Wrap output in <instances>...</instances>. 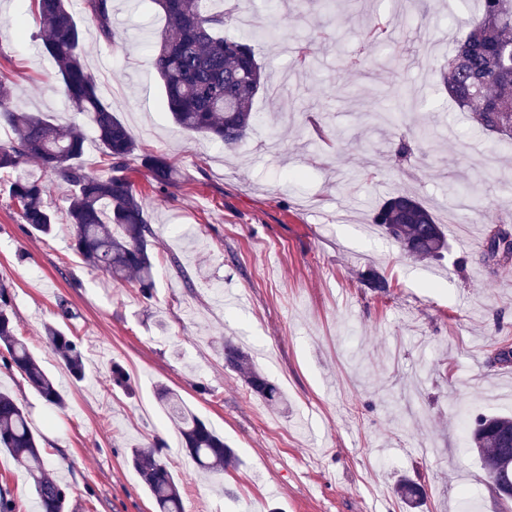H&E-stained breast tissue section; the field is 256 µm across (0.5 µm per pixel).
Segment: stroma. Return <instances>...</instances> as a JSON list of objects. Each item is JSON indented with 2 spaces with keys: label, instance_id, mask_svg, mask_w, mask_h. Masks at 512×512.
I'll return each mask as SVG.
<instances>
[{
  "label": "stroma",
  "instance_id": "35a3bbf8",
  "mask_svg": "<svg viewBox=\"0 0 512 512\" xmlns=\"http://www.w3.org/2000/svg\"><path fill=\"white\" fill-rule=\"evenodd\" d=\"M228 2L232 35L280 27L277 46L257 47L272 73L253 105L261 120L231 149L173 124L140 40L166 25L147 0H114L120 26L110 44L81 19L85 63L138 144L128 174L158 236L155 290L145 299L136 283L112 281L74 253L67 184L26 159L23 170L45 179L57 227L48 237L28 234L1 179L0 279L11 285L18 336L66 407L48 405L1 363L0 390L25 407L71 512H153L127 456L156 438L189 512H402L396 482L404 476L424 488L416 512H460L466 490L477 492L478 512H503L463 428L480 415H512V363L491 358L493 340L512 339V263L486 262L480 249L485 214L512 210V147L472 127L438 74L477 17L476 0H404L402 17L394 0H351L335 17L317 0ZM376 17L390 36L370 45L363 29ZM322 31L320 76L288 77L296 44ZM38 44L33 12L22 0H0V78L17 104L88 134ZM312 115L336 140H315ZM423 120L431 138L399 161L394 141ZM148 154L176 168L171 186L152 185ZM452 182L475 187L468 209L449 198ZM401 188L442 225V259H415L372 224ZM370 269L388 280L387 291L364 285ZM61 298L70 319L57 314ZM47 323L80 337L84 379L48 343ZM227 338L277 383L282 405L250 395L225 368ZM116 362L133 394L113 387ZM158 383L223 434L237 468L197 471ZM0 488L19 512H32L34 490L3 450Z\"/></svg>",
  "mask_w": 512,
  "mask_h": 512
}]
</instances>
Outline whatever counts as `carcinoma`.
<instances>
[{
    "instance_id": "obj_1",
    "label": "carcinoma",
    "mask_w": 512,
    "mask_h": 512,
    "mask_svg": "<svg viewBox=\"0 0 512 512\" xmlns=\"http://www.w3.org/2000/svg\"><path fill=\"white\" fill-rule=\"evenodd\" d=\"M41 24L43 53L55 63L66 97L74 111L83 113L107 160L103 175L88 174L80 160L85 136L70 125L40 113L18 109L10 87L0 81V122L11 131L0 141V174L10 177L9 193L18 204L28 233L49 236L54 214L45 202L42 181L20 169L28 157L38 160L45 173L70 187L67 216L72 246L89 266L106 272L115 281L136 280L144 297H152L155 279L152 246L156 231L146 214V203L127 176V161L138 145L130 130L112 114L102 99L96 76L84 61V39L68 0H32ZM169 25L161 32H147L145 46L161 81L165 104L175 125L185 132L202 133L226 147L241 142L256 115L253 103L265 86L267 75L256 45L276 41V28L259 25L247 39L224 34L231 10L224 0H151ZM482 15L448 60L441 84L457 107L470 114L483 130L512 144V0H481ZM81 13L95 22L103 41L116 36L112 0H80ZM316 48L306 43L294 52L292 66L306 70L315 60ZM142 166L155 187L163 189L176 178V170L162 156L146 155ZM512 221L497 217L486 229L483 256L487 261L512 258V239L498 233L496 225ZM373 223L406 254L422 260L442 257L448 246L442 225L419 198L397 191L375 210ZM45 334L63 356L77 379L84 372L80 341L48 324ZM0 347L4 363L18 371L51 406L63 409V396L53 380L17 336L9 284L0 281ZM224 365L243 378L250 393L267 403L282 400L279 387L249 361L231 339L224 340ZM158 397L178 426L182 447L198 469L216 474L236 463L235 452L224 436L187 411L178 393L158 387ZM470 448L482 463V482L512 489V416H484L469 435ZM0 448L9 451L24 468L35 492L37 512H67L68 489L51 478L23 408L8 392H0ZM156 440L130 448V460L150 493L155 512H185L179 484ZM409 509L420 506L422 487L403 481L397 489Z\"/></svg>"
}]
</instances>
